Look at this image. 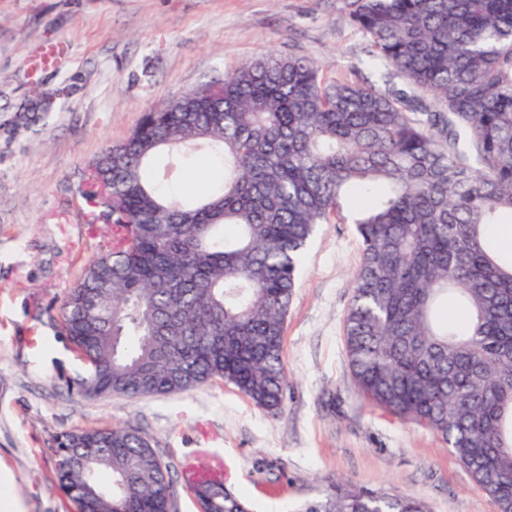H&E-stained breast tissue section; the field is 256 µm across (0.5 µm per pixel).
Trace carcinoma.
Returning <instances> with one entry per match:
<instances>
[{
    "instance_id": "1",
    "label": "carcinoma",
    "mask_w": 512,
    "mask_h": 512,
    "mask_svg": "<svg viewBox=\"0 0 512 512\" xmlns=\"http://www.w3.org/2000/svg\"><path fill=\"white\" fill-rule=\"evenodd\" d=\"M378 80L327 82L317 61L261 54L160 105L85 174L112 245L62 303L83 397L185 393L215 380L278 413L284 324L317 225L356 226L362 259L344 335L358 393L442 436L497 512H512V0H355ZM27 99L12 128L48 117ZM205 149L222 187L162 194L160 153ZM456 294L464 329L438 308ZM75 512H176L170 465L139 427L56 438ZM112 473L108 488L96 483ZM200 512H249L205 470ZM298 512H429L414 496L336 479Z\"/></svg>"
}]
</instances>
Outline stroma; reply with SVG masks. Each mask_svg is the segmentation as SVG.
Returning <instances> with one entry per match:
<instances>
[{
  "label": "stroma",
  "instance_id": "35a3bbf8",
  "mask_svg": "<svg viewBox=\"0 0 512 512\" xmlns=\"http://www.w3.org/2000/svg\"><path fill=\"white\" fill-rule=\"evenodd\" d=\"M353 0H0V467L23 512H73L55 476V438L140 427L170 464L177 512H197L193 473L213 469L253 512H290L329 481L425 500L432 512H496L442 438L360 397L344 343L354 225L322 224L308 244L284 327L288 393L272 417L216 381L167 396L83 398L82 364L60 333L82 265L112 237L81 196L106 145L144 112L264 52L313 58L325 79L353 78L362 38ZM65 43L54 70L30 76L43 45ZM69 87L36 132L5 131L33 87ZM218 163L187 156L169 188H217Z\"/></svg>",
  "mask_w": 512,
  "mask_h": 512
}]
</instances>
